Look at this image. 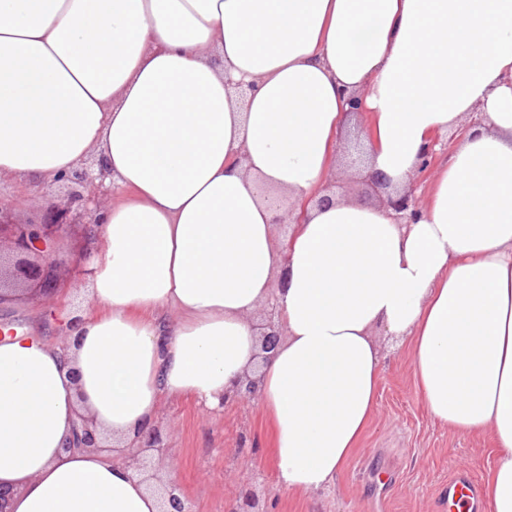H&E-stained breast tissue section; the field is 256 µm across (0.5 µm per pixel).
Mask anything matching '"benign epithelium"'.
Returning <instances> with one entry per match:
<instances>
[{
    "label": "benign epithelium",
    "mask_w": 512,
    "mask_h": 512,
    "mask_svg": "<svg viewBox=\"0 0 512 512\" xmlns=\"http://www.w3.org/2000/svg\"><path fill=\"white\" fill-rule=\"evenodd\" d=\"M105 174L106 170L102 167L96 173L82 168L63 176V179L92 185ZM96 202L97 199L92 194H77L57 209L45 212L40 221L22 222L12 218V205L0 201V304L3 303L6 290L23 293L31 288L46 297L55 293L60 269L53 254L60 233L72 226L82 229L81 261L76 263L75 272L80 275L91 273L87 265L88 245L93 237L95 224L85 221V218ZM387 204L396 212L397 218L408 223L415 220L420 210L417 199L409 191L396 198H387ZM73 447L99 448L94 433L84 422L81 423V431L74 432ZM149 451L155 453L160 460L168 452L155 427L138 437L137 451L132 454L133 464L141 474L154 468L153 457L147 455ZM161 512H191L174 480L165 489ZM231 512H263V509L259 507V499L246 493L235 501Z\"/></svg>",
    "instance_id": "1"
}]
</instances>
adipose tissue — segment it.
<instances>
[{"label":"adipose tissue","mask_w":512,"mask_h":512,"mask_svg":"<svg viewBox=\"0 0 512 512\" xmlns=\"http://www.w3.org/2000/svg\"><path fill=\"white\" fill-rule=\"evenodd\" d=\"M353 92L363 172L389 193L464 132L413 223L317 204ZM91 154L117 191L94 307L63 308L64 350L0 338L13 512H160L169 467L126 453L162 400L217 409L248 377L279 487L335 488L374 418L381 333L435 422L489 438L488 506L512 512V0H0V179L49 183ZM80 412L110 448L68 450Z\"/></svg>","instance_id":"ef3b65f1"}]
</instances>
